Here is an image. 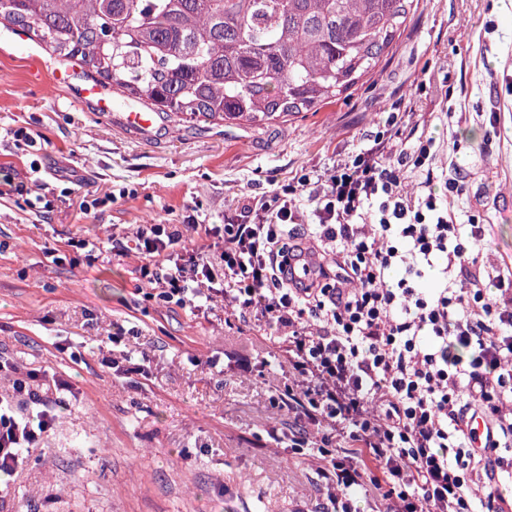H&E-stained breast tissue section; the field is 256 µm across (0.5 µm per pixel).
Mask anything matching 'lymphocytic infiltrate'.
<instances>
[{
	"label": "lymphocytic infiltrate",
	"mask_w": 512,
	"mask_h": 512,
	"mask_svg": "<svg viewBox=\"0 0 512 512\" xmlns=\"http://www.w3.org/2000/svg\"><path fill=\"white\" fill-rule=\"evenodd\" d=\"M424 123L390 112L368 146L324 173L242 197L220 224H141L137 251L159 300L261 323L293 380L275 397L333 512L380 496L384 512H512V270L487 273L478 215L459 224L460 170L442 172ZM222 243L187 248L190 232ZM432 275L433 292L417 285ZM0 477L13 480L64 405L37 372L5 367ZM484 433L475 436L473 419Z\"/></svg>",
	"instance_id": "lymphocytic-infiltrate-1"
}]
</instances>
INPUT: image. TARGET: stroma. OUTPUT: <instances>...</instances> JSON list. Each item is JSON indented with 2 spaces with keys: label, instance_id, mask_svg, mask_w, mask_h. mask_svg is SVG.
Wrapping results in <instances>:
<instances>
[{
  "label": "stroma",
  "instance_id": "35a3bbf8",
  "mask_svg": "<svg viewBox=\"0 0 512 512\" xmlns=\"http://www.w3.org/2000/svg\"><path fill=\"white\" fill-rule=\"evenodd\" d=\"M64 64L41 48L0 51V358L72 387L0 512H317L313 462L269 435L292 426L273 403L288 365L257 322L229 327L222 307L205 317L152 298L141 256H114L108 239L189 215L223 223L268 176L323 171L366 145L406 98L415 115L448 113L430 132L443 166L467 176L458 212L487 224L484 264H512V0H420L372 79L259 129L166 122L144 140L73 107L51 80ZM8 175L48 182L49 207H26ZM82 237L96 262L71 251Z\"/></svg>",
  "mask_w": 512,
  "mask_h": 512
}]
</instances>
